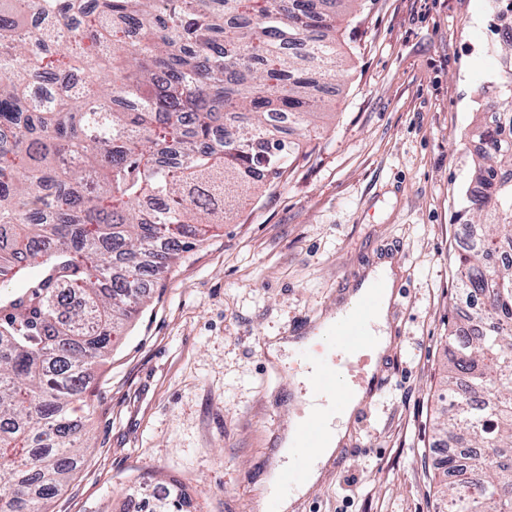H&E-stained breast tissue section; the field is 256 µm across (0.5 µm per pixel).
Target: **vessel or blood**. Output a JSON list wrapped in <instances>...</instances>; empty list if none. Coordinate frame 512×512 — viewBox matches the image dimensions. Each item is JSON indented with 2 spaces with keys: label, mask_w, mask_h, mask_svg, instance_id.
<instances>
[{
  "label": "vessel or blood",
  "mask_w": 512,
  "mask_h": 512,
  "mask_svg": "<svg viewBox=\"0 0 512 512\" xmlns=\"http://www.w3.org/2000/svg\"><path fill=\"white\" fill-rule=\"evenodd\" d=\"M380 288L379 282H372L354 313L337 323L325 342L310 348L307 358L319 369L316 384L320 389L332 390L339 386L348 393L357 388L372 390L379 386L380 377L372 373V358L366 351L370 337L365 325L373 315ZM324 434V427L315 423L298 435L294 442V465L267 489V512H278L279 500L300 482L305 471L307 451L319 447Z\"/></svg>",
  "instance_id": "1"
}]
</instances>
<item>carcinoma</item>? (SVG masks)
I'll return each mask as SVG.
<instances>
[{
	"label": "carcinoma",
	"mask_w": 512,
	"mask_h": 512,
	"mask_svg": "<svg viewBox=\"0 0 512 512\" xmlns=\"http://www.w3.org/2000/svg\"><path fill=\"white\" fill-rule=\"evenodd\" d=\"M512 62V0H494ZM0 0V512H44L80 461L86 366L244 196L283 176L336 82L344 0ZM31 59L41 85L19 65ZM90 69L102 79L67 83ZM456 257L477 321L448 334L440 493L512 512V69L498 86ZM26 281L20 293L1 288ZM172 489L152 512H183Z\"/></svg>",
	"instance_id": "obj_1"
}]
</instances>
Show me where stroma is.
Here are the masks:
<instances>
[{
    "instance_id": "obj_1",
    "label": "stroma",
    "mask_w": 512,
    "mask_h": 512,
    "mask_svg": "<svg viewBox=\"0 0 512 512\" xmlns=\"http://www.w3.org/2000/svg\"><path fill=\"white\" fill-rule=\"evenodd\" d=\"M492 0H351L344 61L282 179L151 281L74 405L82 461L48 512H120L140 484L180 487L188 512H264V477L295 413L291 350L385 259L392 344L293 512H443L436 464L444 347L465 308L455 277L474 188L465 143L497 101Z\"/></svg>"
}]
</instances>
